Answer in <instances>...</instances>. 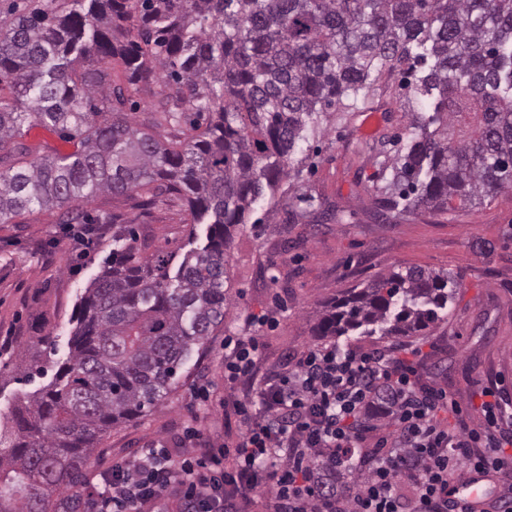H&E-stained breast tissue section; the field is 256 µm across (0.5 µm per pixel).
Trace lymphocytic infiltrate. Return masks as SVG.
Here are the masks:
<instances>
[{
	"label": "lymphocytic infiltrate",
	"mask_w": 512,
	"mask_h": 512,
	"mask_svg": "<svg viewBox=\"0 0 512 512\" xmlns=\"http://www.w3.org/2000/svg\"><path fill=\"white\" fill-rule=\"evenodd\" d=\"M224 346L225 387H248L236 439L218 448L200 440L177 457L155 442L113 462L91 512H153L170 495L179 512H472L453 490L467 475L489 472L505 480L497 512H512V407L497 388L481 391L484 430L451 428L441 413L460 414L458 402L418 387L415 367L397 353L318 344L261 377L257 337L228 336ZM382 387L392 399L393 436L366 452ZM321 469L362 480L335 492L318 481Z\"/></svg>",
	"instance_id": "f902f5d3"
}]
</instances>
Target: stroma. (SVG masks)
Instances as JSON below:
<instances>
[{
  "mask_svg": "<svg viewBox=\"0 0 512 512\" xmlns=\"http://www.w3.org/2000/svg\"><path fill=\"white\" fill-rule=\"evenodd\" d=\"M409 94L401 74L385 75L375 94L346 112L322 116L300 145L302 158L274 195L253 206L252 221L240 225L229 249L232 305L221 331L193 354L164 401L139 419L112 427L86 464L91 487L113 460L155 441L174 454L189 446V433L220 446L240 431L236 403L246 389L224 386V339L256 332L262 338L259 374L315 345L311 328L327 302L390 269L405 266L447 271L457 288L443 319L426 336H342L340 347L361 351L420 348L418 382L445 389L473 413L483 387H498L512 402V189L483 205L445 214H412L402 220L375 218L379 152H393L394 137H408L404 103ZM296 209L335 205L319 224L282 222L285 205ZM184 202L141 209L136 197L101 193L86 205L93 218L120 215L143 246V255L184 254L189 231ZM58 210H40L0 223V337L13 346L0 354V414L47 384V377L21 380L22 368L39 354L66 360L72 311L92 278L112 255V236L82 250L80 227L58 221ZM52 349L41 350L43 338Z\"/></svg>",
  "mask_w": 512,
  "mask_h": 512,
  "instance_id": "1",
  "label": "stroma"
}]
</instances>
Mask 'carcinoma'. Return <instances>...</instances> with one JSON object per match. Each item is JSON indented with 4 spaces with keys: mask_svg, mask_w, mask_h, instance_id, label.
Listing matches in <instances>:
<instances>
[{
    "mask_svg": "<svg viewBox=\"0 0 512 512\" xmlns=\"http://www.w3.org/2000/svg\"><path fill=\"white\" fill-rule=\"evenodd\" d=\"M114 60L131 86L169 87L158 111L171 138L127 113ZM385 72L414 83L407 142L379 162V216L471 208L512 187V0H42L0 18V223L58 208L70 224L110 192L147 207L178 195L191 224L176 264L112 223L69 358L0 415V512H87L84 463L102 434L154 407L224 326L228 250L252 204L289 176L321 115L368 98ZM33 122L76 151L30 157L19 138ZM329 212L288 209L284 223ZM449 283L393 269L331 300L313 335L424 336Z\"/></svg>",
    "mask_w": 512,
    "mask_h": 512,
    "instance_id": "cac0c4a2",
    "label": "carcinoma"
}]
</instances>
